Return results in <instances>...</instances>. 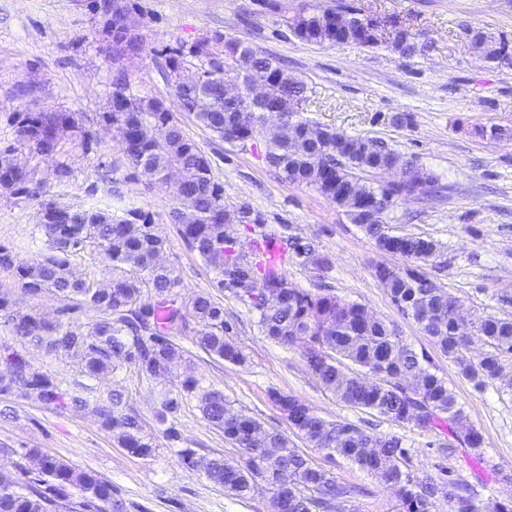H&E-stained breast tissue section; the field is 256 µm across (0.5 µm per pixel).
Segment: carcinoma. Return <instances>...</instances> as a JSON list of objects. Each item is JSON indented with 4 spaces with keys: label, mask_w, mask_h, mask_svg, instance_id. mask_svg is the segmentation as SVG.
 <instances>
[{
    "label": "carcinoma",
    "mask_w": 512,
    "mask_h": 512,
    "mask_svg": "<svg viewBox=\"0 0 512 512\" xmlns=\"http://www.w3.org/2000/svg\"><path fill=\"white\" fill-rule=\"evenodd\" d=\"M263 12L278 14L289 32L310 44L339 45L353 42L374 47L379 35L369 31L382 25L377 18L360 16L344 0L297 9L288 0H256ZM88 9L101 27L112 62V93L101 119L121 138L124 163L147 185L169 187L172 205L168 214L186 246L218 275L214 287L235 297L258 316L261 332L272 342L299 347L308 371L323 389L346 406L374 412L398 424L424 431L443 429L457 442L478 451L482 434L467 423L464 410L448 382L433 371L429 356L407 344L397 329L368 313L365 306L345 302L333 294L300 290L282 274L285 261L323 268L326 259L315 243L293 233L278 247L264 239L241 243L236 224H262V215L248 203L224 201V188L214 180L211 166L198 145L189 138L165 103L133 90L124 60L145 49L141 29L145 13L138 0H88ZM336 12L348 15L341 29L327 24ZM483 60L512 65V50L505 36L480 30L470 42ZM164 75L184 112L216 137L246 145L275 121L286 134L269 138L266 159L285 180L311 187L332 200L379 250L401 261L376 270L399 312L414 320L435 346L457 362L462 374L481 389L502 377L512 362V317L493 314L472 319L469 333L460 335L448 289L426 271L438 252L437 244L419 236H399L390 231L385 217L369 220L382 201L396 202L405 195L438 192L433 174L415 166L408 157L383 140L347 135L328 127L317 139L313 125L293 109L295 98H304L305 84L288 74L279 59L222 35L203 36L190 44L161 52ZM267 80L265 96L254 100L243 93L224 97V79L234 72L245 82L255 72ZM16 145L0 152V181L17 186L18 201H36L41 207L40 231L50 254L41 260L20 263L12 251L0 246V267L12 269L25 293L46 291L63 306L59 317L14 309L15 302L0 293V313L15 336L48 354L77 359L83 376L96 379L135 367L155 380L168 378L183 349L168 335L178 324L194 323L193 343L206 354L240 364L241 349L228 337L224 305L205 291L183 300L175 266L160 261L166 240L154 232L152 217L141 207L125 208L116 216L107 210L64 208L47 197L41 163L53 162L52 174L62 182L70 176L67 163L57 160L65 140L87 156L97 152L92 131L79 126L76 113L46 109L16 112ZM20 150L33 160L16 168L9 154ZM406 168L410 175L397 186L380 184L376 174L384 169ZM90 195L106 196L120 207L126 197L123 181L108 179L89 187ZM99 249L112 268L108 287L75 277L69 258L89 247ZM150 301H142L143 293ZM88 307L98 313L90 325L77 324L73 315ZM0 394L15 392L55 408L88 410L100 427L118 435L131 453L148 457L154 438L146 433L141 417L125 395L114 390L96 397L92 388L75 382L69 392L56 378L31 366L17 352L3 356ZM182 391L196 398L198 408L224 440L240 448L247 459L232 466L221 457L203 465L207 478L229 494L246 498L263 483L271 492L272 512H339L355 488L338 482L289 446L288 436L265 429L254 417L229 407L224 393L203 390L191 374ZM291 430L315 448L346 458L352 465L396 489L400 512H433L442 496L454 502L455 512H475L473 497L452 479H419L408 469V452L396 436H375L343 421H330L292 395L272 393ZM181 409L178 397L164 395L157 419L164 423ZM258 439L269 453L250 455ZM32 466L13 474L0 470V512H53L60 502L77 500L78 512H124L114 497L112 483L89 470H78L38 448L26 449Z\"/></svg>",
    "instance_id": "carcinoma-1"
}]
</instances>
